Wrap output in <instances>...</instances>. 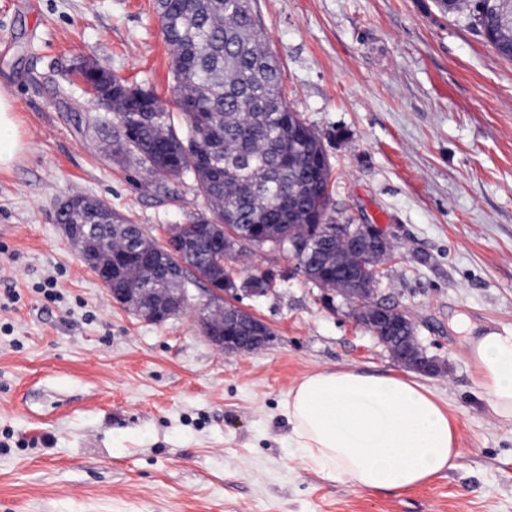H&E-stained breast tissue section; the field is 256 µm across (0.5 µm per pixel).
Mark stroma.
I'll list each match as a JSON object with an SVG mask.
<instances>
[{"label":"stroma","instance_id":"stroma-1","mask_svg":"<svg viewBox=\"0 0 512 512\" xmlns=\"http://www.w3.org/2000/svg\"><path fill=\"white\" fill-rule=\"evenodd\" d=\"M285 100L322 136L339 223L393 235L382 286L435 375L399 367L326 308L288 256L247 250L241 299L275 334L224 354L195 309L155 324L113 303L54 219L104 201L163 242L206 214L192 178L117 162L75 73L89 60L173 108L155 0H0V88L27 145L0 170V512H512V424L491 417L460 321L512 329V59L435 0H253ZM54 280L57 300L39 288ZM345 367L416 379L455 420V470L404 491L322 478L287 457L283 405Z\"/></svg>","mask_w":512,"mask_h":512}]
</instances>
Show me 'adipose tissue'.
<instances>
[{
	"mask_svg": "<svg viewBox=\"0 0 512 512\" xmlns=\"http://www.w3.org/2000/svg\"><path fill=\"white\" fill-rule=\"evenodd\" d=\"M26 150L13 100L0 93V169ZM465 355L493 417L512 423V331L469 330ZM285 442L306 466L359 489L402 491L454 470V422L421 384L357 369H325L288 394Z\"/></svg>",
	"mask_w": 512,
	"mask_h": 512,
	"instance_id": "ef3b65f1",
	"label": "adipose tissue"
}]
</instances>
